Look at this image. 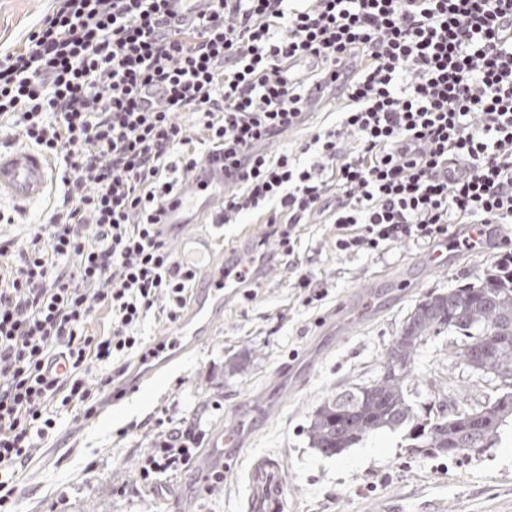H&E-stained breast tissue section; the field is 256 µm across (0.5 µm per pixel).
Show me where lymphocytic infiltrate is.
I'll use <instances>...</instances> for the list:
<instances>
[{"label":"lymphocytic infiltrate","mask_w":512,"mask_h":512,"mask_svg":"<svg viewBox=\"0 0 512 512\" xmlns=\"http://www.w3.org/2000/svg\"><path fill=\"white\" fill-rule=\"evenodd\" d=\"M211 2L182 17L168 0H54L0 52V134L56 160L62 185L46 222L0 239V512L58 414L92 416L112 363L152 354L148 314L180 318L198 271L158 224L207 160L230 177L213 223L263 214L291 259L317 216L337 250L369 254L512 224V0ZM336 87L340 123L272 152ZM102 309L109 328L86 334ZM203 441L190 418H167L137 481L186 469Z\"/></svg>","instance_id":"obj_1"}]
</instances>
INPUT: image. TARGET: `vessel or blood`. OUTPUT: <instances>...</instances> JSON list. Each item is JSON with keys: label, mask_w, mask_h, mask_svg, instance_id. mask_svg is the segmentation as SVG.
<instances>
[{"label": "vessel or blood", "mask_w": 512, "mask_h": 512, "mask_svg": "<svg viewBox=\"0 0 512 512\" xmlns=\"http://www.w3.org/2000/svg\"><path fill=\"white\" fill-rule=\"evenodd\" d=\"M49 185V171L44 157L27 148L0 152V199L11 200L24 207L42 196ZM224 200V170L215 164L195 170L183 179L177 189V203L167 206L162 215L167 238L173 240L179 259L199 268L202 284L197 289L192 314L223 304L235 288H243L251 276L269 270L272 254L244 256L231 252L223 258H215L208 239L189 234L188 226L210 215ZM239 427L222 433L220 444L208 455L204 467L213 470L224 460L225 448L241 445ZM281 464L270 456L255 460L253 485L255 494L250 508L252 512H281L285 499L284 486L278 479Z\"/></svg>", "instance_id": "obj_1"}]
</instances>
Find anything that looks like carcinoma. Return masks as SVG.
Segmentation results:
<instances>
[{
	"mask_svg": "<svg viewBox=\"0 0 512 512\" xmlns=\"http://www.w3.org/2000/svg\"><path fill=\"white\" fill-rule=\"evenodd\" d=\"M455 310L461 319L449 315ZM506 324L512 328V267L496 266L477 283L427 296L414 306L386 352L398 366L383 362L372 383L337 394L315 412L308 429L312 447L335 455L382 429L408 428L413 447L457 457L473 448H489L503 427L512 423V340L486 347L480 337ZM444 330L463 337L457 361L478 377L495 383L502 405L472 416L482 406H469L443 393L428 402L425 420L416 416L408 386L415 377L421 346Z\"/></svg>",
	"mask_w": 512,
	"mask_h": 512,
	"instance_id": "cac0c4a2",
	"label": "carcinoma"
}]
</instances>
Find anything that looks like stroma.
I'll use <instances>...</instances> for the list:
<instances>
[{"mask_svg":"<svg viewBox=\"0 0 512 512\" xmlns=\"http://www.w3.org/2000/svg\"><path fill=\"white\" fill-rule=\"evenodd\" d=\"M50 7L51 0H0V49L18 48ZM343 107V100L327 95L273 151L295 148L336 125ZM61 192L54 180L28 207L0 203V212L16 218L0 223V236L42 222ZM197 230L212 237L219 254L240 238L277 247L255 216L238 224L206 220ZM299 234L297 264L281 263L239 289L217 315L212 336L184 337L188 352L168 362H131L126 374L139 379V387L120 401L105 400L90 419L61 414L56 431L23 470L13 512H248L250 469L265 455L282 463L286 512H512V424L490 448L456 459L410 450L403 430H380L333 456L312 448L307 433L325 400L379 375L420 299L484 278L492 256L466 250L457 262L427 269L428 245L398 243L380 255L341 252L335 226L318 217ZM301 269L323 278L320 300L308 301L296 288ZM357 290L378 293L380 311L350 329L337 328V311ZM456 341L443 332L421 347L413 391L427 393L437 382L469 403L481 401L483 382L453 357ZM292 366L303 369L302 384L290 382ZM258 400L275 410L251 420L240 451L225 455L224 483L212 494L201 492L204 477L195 463L165 475L157 488L137 482L138 464L166 413L197 410L211 442L235 419L249 418Z\"/></svg>","mask_w":512,"mask_h":512,"instance_id":"35a3bbf8","label":"stroma"}]
</instances>
